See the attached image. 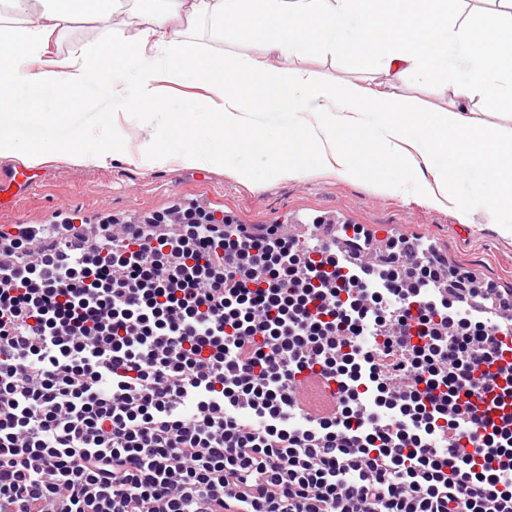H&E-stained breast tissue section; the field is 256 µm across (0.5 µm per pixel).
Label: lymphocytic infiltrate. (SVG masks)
Instances as JSON below:
<instances>
[{
    "label": "lymphocytic infiltrate",
    "mask_w": 512,
    "mask_h": 512,
    "mask_svg": "<svg viewBox=\"0 0 512 512\" xmlns=\"http://www.w3.org/2000/svg\"><path fill=\"white\" fill-rule=\"evenodd\" d=\"M368 280L227 219L20 224L0 255V512H512V291L489 330L391 237ZM334 380V413L290 388Z\"/></svg>",
    "instance_id": "1"
}]
</instances>
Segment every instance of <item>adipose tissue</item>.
<instances>
[{
	"label": "adipose tissue",
	"instance_id": "1",
	"mask_svg": "<svg viewBox=\"0 0 512 512\" xmlns=\"http://www.w3.org/2000/svg\"><path fill=\"white\" fill-rule=\"evenodd\" d=\"M5 2L19 24L0 26V126L15 130L0 136V159L225 167L254 188L315 171L348 181L372 176L381 192L411 188L414 199L452 208L470 224L478 201L461 191L456 173L478 153L480 202L502 233H512V127L487 130L469 106L477 98L488 111L512 108V0L456 30L448 27L452 0H157L132 28L112 21L122 0ZM79 16L105 22L112 54L83 44L57 52ZM239 18L248 25L233 38L257 43L256 52L192 58L186 27L203 21L220 35ZM375 20L390 36L372 39ZM313 48L331 56L370 52L394 87L333 85L296 67ZM410 79L453 80L457 106L434 118L414 111L395 90ZM187 85L200 90L190 112L175 94ZM99 94L111 105L104 120L112 137L88 141L80 135L85 105ZM41 98L71 105L70 135L50 134L55 113L25 119L24 108ZM134 107L162 110L164 125H133ZM257 147L270 155L260 170L249 161Z\"/></svg>",
	"mask_w": 512,
	"mask_h": 512
}]
</instances>
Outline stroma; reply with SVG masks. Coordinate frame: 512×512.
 Masks as SVG:
<instances>
[{
    "label": "stroma",
    "mask_w": 512,
    "mask_h": 512,
    "mask_svg": "<svg viewBox=\"0 0 512 512\" xmlns=\"http://www.w3.org/2000/svg\"><path fill=\"white\" fill-rule=\"evenodd\" d=\"M298 64L332 84L363 82L385 90L391 82L366 53L331 57L312 50ZM401 92L419 111L432 114L448 111L456 101L450 82L411 81ZM39 171L43 190L17 200L13 212L0 215V225L17 217L50 224L61 208L85 224L98 222L105 214L123 216L129 224L165 214L177 204L260 226L307 224L324 216L421 237L447 255L449 268L473 270L500 288L512 289V235L500 234L486 213L477 212L473 223L462 224L451 210L425 206L406 191L378 192L366 181L314 174L253 189L226 170L176 165L145 170L121 162L108 167L58 162L40 166Z\"/></svg>",
    "instance_id": "1"
}]
</instances>
